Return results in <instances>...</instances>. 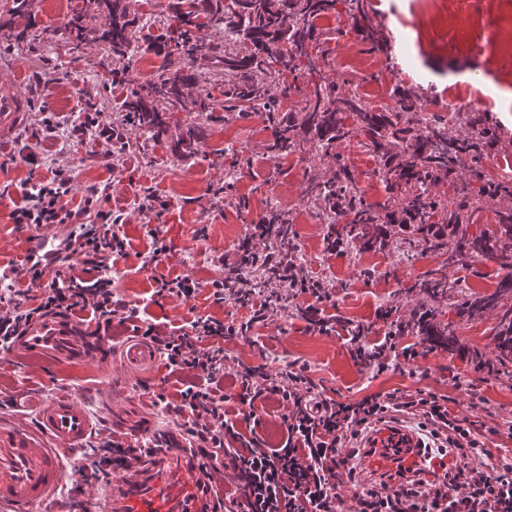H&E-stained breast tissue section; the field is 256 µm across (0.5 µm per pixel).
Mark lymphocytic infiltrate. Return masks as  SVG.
Masks as SVG:
<instances>
[{
	"label": "lymphocytic infiltrate",
	"mask_w": 512,
	"mask_h": 512,
	"mask_svg": "<svg viewBox=\"0 0 512 512\" xmlns=\"http://www.w3.org/2000/svg\"><path fill=\"white\" fill-rule=\"evenodd\" d=\"M7 162L27 169L21 198L10 213L14 223L35 230L67 224L71 231L25 267L0 268V350L12 351L27 326L51 315L86 311L103 330L137 318V306L112 289L109 259L125 253L126 240L118 231L124 216L112 209L109 195L87 193L73 207V180L65 170L45 173L35 152L11 154ZM275 263L281 270L269 279L264 297L246 295L242 270ZM21 275L40 288L37 303L20 299L14 283ZM210 287L218 303L247 298L256 307L251 320L199 317L169 334L145 321L134 331L155 346L170 373L185 377L175 399L160 394L157 403L181 418L188 437L231 450L241 512H512V461L494 458L484 442L494 427L449 412L448 395L418 389L347 403L324 396L303 366L272 375L226 365L219 339L246 335L291 298H308L310 326L321 334L332 332L323 315L332 289L298 264L279 261L265 224H249L234 260ZM381 318L384 332L377 342H368L361 332L353 336L358 359L378 375L410 366L420 356L416 345L398 346L399 326L390 313ZM228 378L235 387L231 393L224 390ZM269 400L280 409L282 440L274 447L240 430L227 411L232 403L251 407ZM387 420L410 424L435 442L438 463L362 475L359 441ZM346 485L353 488L347 499L339 493Z\"/></svg>",
	"instance_id": "lymphocytic-infiltrate-1"
}]
</instances>
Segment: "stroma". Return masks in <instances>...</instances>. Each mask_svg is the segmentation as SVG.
Masks as SVG:
<instances>
[{"instance_id":"obj_1","label":"stroma","mask_w":512,"mask_h":512,"mask_svg":"<svg viewBox=\"0 0 512 512\" xmlns=\"http://www.w3.org/2000/svg\"><path fill=\"white\" fill-rule=\"evenodd\" d=\"M71 0H33L35 34L17 45L0 35V82L15 79L17 89L29 96L31 108L22 126L0 140V267H24L32 247L67 233L63 224L32 230L13 223L10 212L23 168L7 165L12 153L34 149L52 166L68 170L76 194L98 186L111 196L113 209L123 212L120 232L127 252L112 256L113 286L129 303L138 305L141 319L171 332L200 316L218 320H248L250 306L215 304L208 283L218 277L225 256L233 255L246 227L277 204L287 209L292 235L304 272L323 280L333 290V303L324 311L333 324L331 334L310 330L305 317L307 298L289 300L277 324L255 326L244 336H228L224 352L231 362L275 374L288 365L306 366L310 377L333 399L355 402L392 391L431 389L448 395L451 412L477 415L488 425L512 424V378L474 371L473 351L494 356V313L467 322L455 308L439 313L461 337L460 351L437 349L419 358L412 371H388L375 376L356 357L349 341L350 328L363 326L370 339L383 328L381 311L393 308L410 320L424 301L412 290L420 278L446 276L461 288L493 293L502 275L494 261L478 257L454 266L444 256L425 251L420 243L388 245L362 252L358 248L330 250L329 242L343 235L341 224L306 199L310 172L332 167V158L315 149L285 158L266 154L268 132L260 115L247 113L225 119L214 112L203 121L197 154L178 158L172 149L177 136L194 122L191 112L169 115L166 132L159 137L130 128V146L124 158L109 154L103 138L91 139L76 130V115L86 104L99 107L101 129L121 122L118 96L127 86L104 87L100 65L103 51L97 44L69 51L62 31ZM335 39L324 43L331 66L326 74L361 85L370 99L395 107L394 90L411 96H455L468 111L490 113L512 130V0H364L363 19H354L347 0H336L331 15ZM381 26L389 40L380 51L381 63L371 70L346 67L345 59L368 53L362 28ZM410 40L409 57L398 56L394 44ZM42 79H35V72ZM55 114L53 125L42 122L43 111ZM235 147L237 155L227 154ZM338 153L349 161L366 203L384 212L388 194L375 175L376 163L356 143L340 142ZM148 187L168 204L162 217L141 212L138 190ZM163 238L167 250L154 255V237ZM187 275L199 282L198 292L187 301L155 296V276ZM465 380L464 391L453 389V378ZM114 379L95 361L70 358L31 372L15 353L0 352V389L10 395L25 392L45 398L74 393L99 415L102 435L119 434L124 423L150 418L157 430L168 422L154 405L155 394L174 395L177 384L161 357L132 370L126 384L132 392L122 398L119 414L104 411V396Z\"/></svg>"}]
</instances>
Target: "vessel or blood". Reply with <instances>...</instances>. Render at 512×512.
<instances>
[{"mask_svg": "<svg viewBox=\"0 0 512 512\" xmlns=\"http://www.w3.org/2000/svg\"><path fill=\"white\" fill-rule=\"evenodd\" d=\"M28 101L13 85L0 86V138L18 127ZM16 354L58 361L91 357L106 369L118 363L93 349L86 330L69 316L32 323L14 344ZM36 429L0 424V512H57L56 492L66 474L63 456L85 448L96 432L79 397L62 395L36 407ZM424 439L403 424H379L362 442L366 448L413 449ZM117 480L96 483L85 491L88 512H213L230 484L224 451L183 440L173 447L143 437L134 447L115 449Z\"/></svg>", "mask_w": 512, "mask_h": 512, "instance_id": "vessel-or-blood-1", "label": "vessel or blood"}]
</instances>
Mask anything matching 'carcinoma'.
I'll use <instances>...</instances> for the list:
<instances>
[{"instance_id": "1", "label": "carcinoma", "mask_w": 512, "mask_h": 512, "mask_svg": "<svg viewBox=\"0 0 512 512\" xmlns=\"http://www.w3.org/2000/svg\"><path fill=\"white\" fill-rule=\"evenodd\" d=\"M65 27L68 41L76 46L97 43L111 62L129 60L138 52L135 39L138 20L132 17L126 0H81ZM336 0H181L178 26L160 27L156 36L164 50L163 65L149 83L140 86L122 101L121 111L139 129L156 137L166 132L167 112L180 108L207 117L216 111L213 98L192 95L200 81L212 76L194 69L199 59H213L224 81L225 116L259 112L267 121L270 137L267 153L288 156L303 150L311 141L317 151L334 159L335 166L311 177L307 195L322 210L346 219L345 244H356L363 251L387 245V231L379 214L364 203L360 188L347 160L336 153V143L358 140L364 151L377 162L380 180L394 195L396 208L385 214L387 226L407 225L425 249L447 255L448 264L460 263L468 255L498 262L504 275L491 294L464 291L448 278H432L414 284L424 295L421 309L425 318L405 323L404 332L425 337L436 346L456 351L463 348L455 331L437 319L441 306L456 307L460 317L482 318L493 311L492 328L495 357L484 361L488 373H507L512 368V182L474 174L465 181L458 169L466 160L477 161L504 140L506 130L490 122L486 112H468L454 118L422 110L409 94H397L395 110H374L361 97L342 93L336 81L323 75L328 67L320 45L330 31L316 19L335 9ZM101 15L105 22L93 29L85 25L88 15ZM203 28L219 34L215 40L197 35ZM315 46L316 53L308 52ZM288 59V70L304 61L310 76H319L300 86L292 81L281 85L276 60ZM305 101L300 123L284 122L279 112L293 96ZM354 124H347V119ZM200 126L189 125L173 144V151L187 159L197 153ZM448 182V200L432 194L431 188ZM488 200L498 201L493 227L477 235L469 233L472 217ZM270 236L289 242L288 211L279 207L263 216Z\"/></svg>"}]
</instances>
